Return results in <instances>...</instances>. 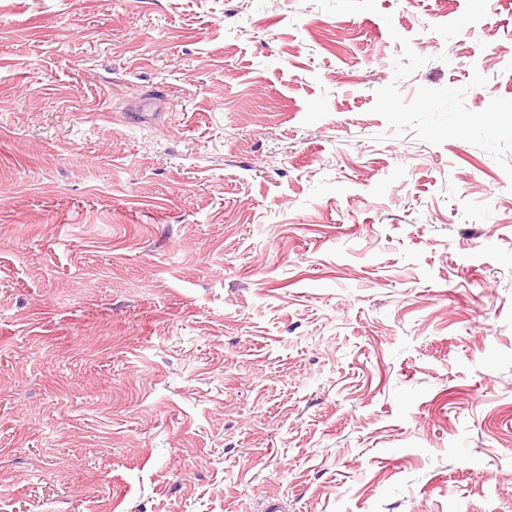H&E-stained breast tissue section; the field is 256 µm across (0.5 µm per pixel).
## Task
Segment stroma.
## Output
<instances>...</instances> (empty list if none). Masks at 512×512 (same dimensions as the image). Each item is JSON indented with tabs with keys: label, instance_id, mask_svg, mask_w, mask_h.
<instances>
[{
	"label": "stroma",
	"instance_id": "1",
	"mask_svg": "<svg viewBox=\"0 0 512 512\" xmlns=\"http://www.w3.org/2000/svg\"><path fill=\"white\" fill-rule=\"evenodd\" d=\"M265 495L512 512V0H0V512Z\"/></svg>",
	"mask_w": 512,
	"mask_h": 512
}]
</instances>
